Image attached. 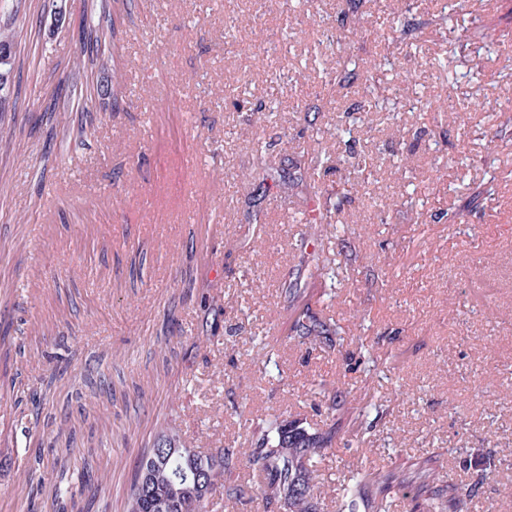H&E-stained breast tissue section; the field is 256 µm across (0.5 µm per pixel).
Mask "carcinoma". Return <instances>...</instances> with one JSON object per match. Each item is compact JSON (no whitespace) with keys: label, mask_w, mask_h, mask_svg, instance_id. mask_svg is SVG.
<instances>
[{"label":"carcinoma","mask_w":512,"mask_h":512,"mask_svg":"<svg viewBox=\"0 0 512 512\" xmlns=\"http://www.w3.org/2000/svg\"><path fill=\"white\" fill-rule=\"evenodd\" d=\"M14 37L0 36V100L11 93L12 84L7 75L14 64ZM329 161V157L319 152L307 161L295 165L293 175H283L275 182L280 189H288L307 181V176L316 174ZM292 332L294 339L303 344L319 338L331 343L339 335L336 324L322 320L310 310L296 313ZM256 447L241 452L248 461L259 466L265 475V482L253 493L265 504L277 503L284 512H318L319 491L314 464L325 448L323 438L309 431L298 419L277 417L262 422L255 428ZM228 453L217 448L207 454L194 448H183L172 438L160 433L149 454L140 462L128 494L127 512H186L195 506L197 512H216L225 507L227 501H237L244 494L241 486L224 485V467ZM45 465L43 451H38L28 462L26 477L30 496L36 497L39 484L35 476ZM430 468L424 467L414 475L387 470L351 474L343 488L345 497H360L371 491L373 512H388L384 500L393 488L404 489L411 483L420 486L419 492L430 487ZM427 507L434 512H458L459 500L448 488V498H432Z\"/></svg>","instance_id":"cac0c4a2"}]
</instances>
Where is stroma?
Segmentation results:
<instances>
[{
	"instance_id": "35a3bbf8",
	"label": "stroma",
	"mask_w": 512,
	"mask_h": 512,
	"mask_svg": "<svg viewBox=\"0 0 512 512\" xmlns=\"http://www.w3.org/2000/svg\"><path fill=\"white\" fill-rule=\"evenodd\" d=\"M444 2L299 0L293 35L285 0H58L56 21L43 0H0L17 43L0 103L15 344H0V512H27L35 449L38 512H60L86 464L82 512H126L159 432L239 451L274 415L328 438L320 512L349 471L427 458L463 512H512V0H467L439 29ZM341 54L357 69L338 91L325 73ZM274 71L293 82L273 96ZM370 92L396 119L356 111ZM446 98L456 113L433 111ZM321 148L368 158L360 191L342 169L265 188ZM391 195L413 204L388 210ZM326 199L330 235L303 220ZM35 263L45 285L26 295ZM306 307L336 323L335 346L293 340Z\"/></svg>"
}]
</instances>
